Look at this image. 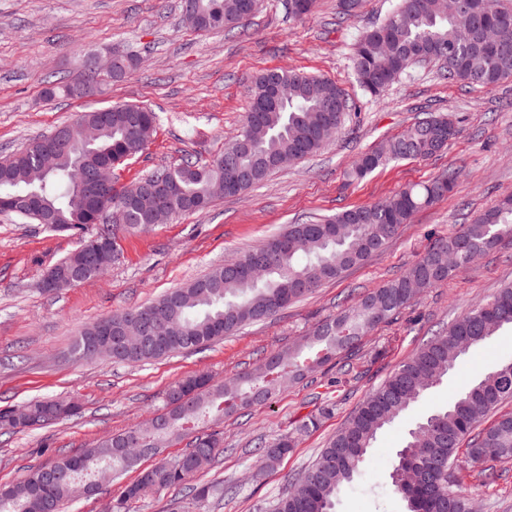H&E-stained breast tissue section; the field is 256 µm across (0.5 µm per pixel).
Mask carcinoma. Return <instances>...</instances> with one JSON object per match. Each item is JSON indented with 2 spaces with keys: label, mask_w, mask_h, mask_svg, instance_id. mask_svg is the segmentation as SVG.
<instances>
[{
  "label": "carcinoma",
  "mask_w": 512,
  "mask_h": 512,
  "mask_svg": "<svg viewBox=\"0 0 512 512\" xmlns=\"http://www.w3.org/2000/svg\"><path fill=\"white\" fill-rule=\"evenodd\" d=\"M199 5L198 30L233 29L258 12L261 0H183ZM470 4L482 26L501 28L494 53L457 36L454 17L443 13L440 0H398L380 23L363 30L351 58L361 89L378 96L417 63L434 61L445 80L493 88L512 78V0H461ZM221 15L226 23L209 24ZM120 64L107 74L120 82L139 67V56L119 54ZM93 58L83 63L73 85L49 83L44 96L55 99L94 92L97 80ZM341 100L353 106L335 82L296 70L259 71L251 81V104L244 127L254 136L252 155L260 158L249 185L227 196L240 195L263 182L277 170L278 159L288 154L303 160L325 146L321 131L329 124L341 130L345 114L325 111L326 102ZM145 119L121 104L82 112L48 134L37 136L22 148L0 158V213L40 224L55 233L80 236V244L93 242L88 226L98 233L112 227L103 220L106 212L119 213L133 230L155 227L156 206L140 183L113 188L99 201L92 198V170L100 162L120 166L146 149L157 126L155 112L144 107ZM457 135L454 123L441 116L420 118L400 134L383 141L361 156L352 171L360 179L392 162L430 157L446 148ZM237 140L208 163L190 157L173 167L150 173L157 180L172 178L176 194L169 204L175 214L201 213L216 200L213 187L224 182L235 164ZM459 173L448 170L432 180L408 186L393 196L367 206L352 207L322 221L290 224L243 255L213 268L207 274L173 288L156 301L111 315L112 327L123 322L136 325L166 310V337L156 343L142 336L132 345L136 355L107 352L112 361L145 364L213 344L244 326L281 311L275 301L299 302L327 281L339 279L350 268L381 252L409 223L418 210L454 190ZM512 240V195L501 197L462 229L435 239L401 275L367 290L352 305L317 324L294 345L264 358L244 375L215 381L209 375L201 383L189 376L173 382L157 416L152 420L110 435L76 453L80 462L69 463L62 455L53 463L29 470L17 483L0 486V512H64L75 483L95 486L105 472L116 476L136 467L140 449L167 447L190 438L187 451L161 462L153 479L135 480L113 503V512H130L132 505L164 489L186 485L203 512L210 500L224 497V483L198 486L194 475L211 465L224 451L219 433L204 430L209 421L230 417L254 404L270 402L284 382L305 379L325 365L357 351L361 339L389 323L411 306L421 293L468 268V254H487ZM85 250L77 248L58 261L53 292L71 287L77 274L84 283L112 266L115 256L96 266L85 263ZM263 264V271L247 278L231 266ZM96 323L87 324L71 347L72 355L91 360L88 346ZM512 329V284L499 289L487 301L475 305L428 340L402 362L379 386L372 389L321 449L315 460L288 481V487L272 505L271 512H333L336 497L359 473L367 455L385 427L401 419L430 391L440 386L471 348L504 329ZM512 401V359L473 381L456 393L447 405L434 409L408 433L391 472V489L406 512H472V497L459 487L455 470L465 463L477 472L474 478L487 485L494 481L490 466L512 461V413L481 427L482 420ZM64 398L28 402L43 414L41 425L62 419L55 409ZM294 447L284 435L268 445H258L259 461L270 467Z\"/></svg>",
  "instance_id": "obj_1"
}]
</instances>
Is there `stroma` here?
Here are the masks:
<instances>
[{"label": "stroma", "mask_w": 512, "mask_h": 512, "mask_svg": "<svg viewBox=\"0 0 512 512\" xmlns=\"http://www.w3.org/2000/svg\"><path fill=\"white\" fill-rule=\"evenodd\" d=\"M395 4L363 0L356 15L345 16L338 0H316L310 14L296 19L286 0H262L257 15L231 36L188 26L181 0H0V156L78 113L127 103L151 109L159 122L147 148L117 170V187L188 155L204 162L241 133L250 81L269 68L325 76L356 105L319 153L275 171L251 190L146 232L116 227L120 255L108 272L55 294L42 292L39 284L78 247V237L0 214V406L43 397L71 398L81 406L77 417L0 436V484L17 482L34 467L144 421L162 407L176 380L200 372L221 380L250 371L360 293L403 272L436 238L458 231L476 212L512 194V80L492 89L451 83L438 76L436 66L426 65L411 69L376 99L359 86L350 64L353 44ZM111 44L141 57L129 78L102 82L89 97L45 99L50 76L79 77L83 57ZM427 112L456 123L459 133L447 149L429 159L390 164L361 180L348 178L360 155ZM451 168L460 172L455 190L417 211L383 252L268 319L204 349L147 364L78 360L70 354L87 323L148 304L286 225L373 204ZM509 282L512 243L479 256L465 271L427 289L397 320L365 336L349 374L328 364L289 384L272 402L225 419L218 426L224 452L195 480L234 483L239 491L212 500L210 512H268L289 479L315 459L371 389L435 331ZM511 357L508 329L471 349L447 382L378 435L335 512H403L389 472L408 429ZM325 392L334 409L320 417L317 428L299 431ZM287 433L296 440L292 451L273 466H261L256 440L270 443ZM505 470V477L487 487L478 485L471 468L461 471L462 487L476 499L478 512H512V463Z\"/></svg>", "instance_id": "1"}]
</instances>
